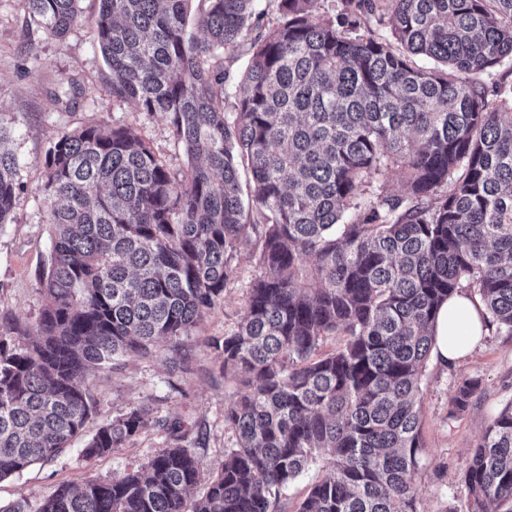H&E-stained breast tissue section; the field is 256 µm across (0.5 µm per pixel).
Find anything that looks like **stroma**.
<instances>
[{"label":"stroma","mask_w":512,"mask_h":512,"mask_svg":"<svg viewBox=\"0 0 512 512\" xmlns=\"http://www.w3.org/2000/svg\"><path fill=\"white\" fill-rule=\"evenodd\" d=\"M99 0H82L81 13L63 39L47 34L32 18L27 0H0V127L20 163L19 192L7 224L0 227V335L8 320L35 322L44 304L39 276L50 261V201L43 191L46 151L63 134L105 123L131 128L173 169L187 164L167 115L137 111L113 97L96 39ZM258 237L236 258L237 277L188 342L194 373L169 372L165 344L149 360H130L123 371L94 382L100 402L88 433L133 404L152 405L160 417H181L194 451L206 463L224 457L232 434L224 408L240 389L231 378L212 377L217 358L205 340L234 330L241 321L251 282L263 275ZM480 385L469 409L451 415V398L464 381ZM512 401V337L488 334L461 362L429 357L421 382L422 468L417 477V512H468L461 478L491 417ZM166 435L153 429L101 458L86 459L77 440L53 461L37 463L0 482V503L18 499L38 506L62 482L106 481L143 468L165 448Z\"/></svg>","instance_id":"obj_1"}]
</instances>
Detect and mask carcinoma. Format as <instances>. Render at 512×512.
<instances>
[{
	"instance_id": "obj_1",
	"label": "carcinoma",
	"mask_w": 512,
	"mask_h": 512,
	"mask_svg": "<svg viewBox=\"0 0 512 512\" xmlns=\"http://www.w3.org/2000/svg\"><path fill=\"white\" fill-rule=\"evenodd\" d=\"M99 0L97 42L112 95L170 117L187 166L127 127L84 126L46 153L52 200L45 305L0 339V481L83 436L91 382L184 340L224 295L259 235L266 270L236 330L211 339L241 395L224 409L235 441L210 464L183 423L133 405L100 426L88 458L151 428L168 444L144 470L62 482L36 512H284L289 485L320 457L329 476L297 512H416L418 397L440 305L468 289L489 329L512 336V87L482 75L512 59V0ZM61 38L80 0H28ZM249 55L229 104L230 64ZM434 61L420 68L415 58ZM0 129V227L19 163ZM251 174L243 193L240 168ZM400 176L405 191L389 182ZM330 335L343 347L323 354ZM463 382L451 414L478 389ZM468 512H512V402L492 418L462 476Z\"/></svg>"
}]
</instances>
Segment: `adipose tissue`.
I'll use <instances>...</instances> for the list:
<instances>
[{"mask_svg": "<svg viewBox=\"0 0 512 512\" xmlns=\"http://www.w3.org/2000/svg\"><path fill=\"white\" fill-rule=\"evenodd\" d=\"M481 310V303L460 295L443 304L436 318L433 346L441 362L463 359L480 342L487 332Z\"/></svg>", "mask_w": 512, "mask_h": 512, "instance_id": "1", "label": "adipose tissue"}]
</instances>
